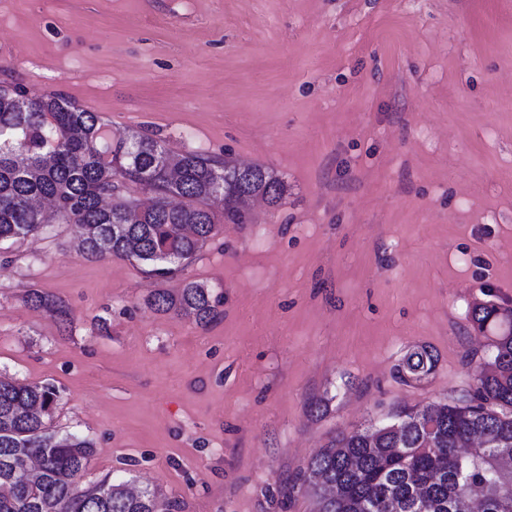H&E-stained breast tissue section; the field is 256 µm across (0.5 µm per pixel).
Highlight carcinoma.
Listing matches in <instances>:
<instances>
[{"instance_id": "carcinoma-1", "label": "carcinoma", "mask_w": 512, "mask_h": 512, "mask_svg": "<svg viewBox=\"0 0 512 512\" xmlns=\"http://www.w3.org/2000/svg\"><path fill=\"white\" fill-rule=\"evenodd\" d=\"M215 155L171 156L161 141L112 136L111 124L59 93L29 95L0 85V243L33 237L54 220L78 228L88 260H132L159 282L183 272L220 224H246L243 204L262 197L278 206L285 181L254 164ZM149 191L140 206L132 193ZM224 195V209L206 207ZM25 303L69 321L64 303L31 289ZM158 313L186 315L207 326L224 296L187 281L176 293L153 289ZM474 330L492 348L469 397L423 409L332 439L309 460L304 481L319 512H512V308L484 302L470 311ZM427 349L409 353L396 373L419 384L432 369ZM59 400L50 383L0 374V512H173L155 492L105 478L81 482L93 442L51 428Z\"/></svg>"}]
</instances>
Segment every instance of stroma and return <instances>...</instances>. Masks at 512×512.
Returning a JSON list of instances; mask_svg holds the SVG:
<instances>
[{
  "label": "stroma",
  "instance_id": "stroma-1",
  "mask_svg": "<svg viewBox=\"0 0 512 512\" xmlns=\"http://www.w3.org/2000/svg\"><path fill=\"white\" fill-rule=\"evenodd\" d=\"M11 80L288 185L167 281L223 295L206 327L74 225L0 245V373L59 388L53 429L95 442L84 482L317 512L301 478L333 437L470 393L491 357L470 310L512 308V0H0ZM25 303L56 316L63 324L69 321V312L64 303L39 290L31 289L23 297ZM434 357L427 349L416 350L409 353L402 362L397 365L396 373L399 378L407 383L419 384L424 376L432 369Z\"/></svg>",
  "mask_w": 512,
  "mask_h": 512
}]
</instances>
